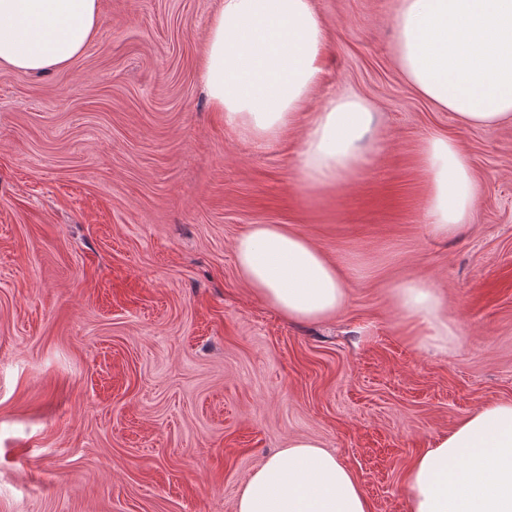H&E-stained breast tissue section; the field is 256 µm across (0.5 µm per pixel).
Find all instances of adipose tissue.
I'll return each instance as SVG.
<instances>
[{"label":"adipose tissue","mask_w":512,"mask_h":512,"mask_svg":"<svg viewBox=\"0 0 512 512\" xmlns=\"http://www.w3.org/2000/svg\"><path fill=\"white\" fill-rule=\"evenodd\" d=\"M99 0H0V66L45 73L69 65L98 32ZM394 54L406 82L461 125L512 123V0H398ZM314 0H220L208 19L199 74L227 131L257 144L302 128L297 175L320 190L358 175L373 151L371 105L345 94L306 105L329 71ZM431 229L469 223L480 190L452 139L422 144ZM240 277L292 321L325 319L346 302L339 266L304 235L254 224L234 242ZM396 310L418 347L447 351L459 330L439 293L416 277L393 284ZM409 512H512V402L484 405L441 435L407 471ZM237 512H372L352 471L310 439H297L255 469Z\"/></svg>","instance_id":"ef3b65f1"}]
</instances>
